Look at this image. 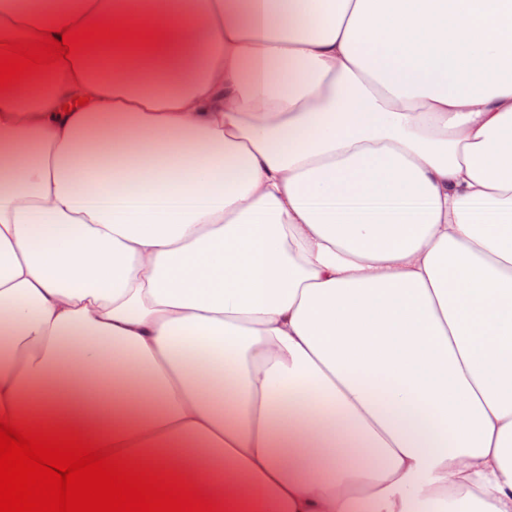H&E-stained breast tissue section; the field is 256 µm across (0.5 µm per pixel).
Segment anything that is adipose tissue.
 <instances>
[{
  "mask_svg": "<svg viewBox=\"0 0 512 512\" xmlns=\"http://www.w3.org/2000/svg\"><path fill=\"white\" fill-rule=\"evenodd\" d=\"M105 14L173 37L0 94V415L236 512H512V0H0V36Z\"/></svg>",
  "mask_w": 512,
  "mask_h": 512,
  "instance_id": "adipose-tissue-1",
  "label": "adipose tissue"
}]
</instances>
